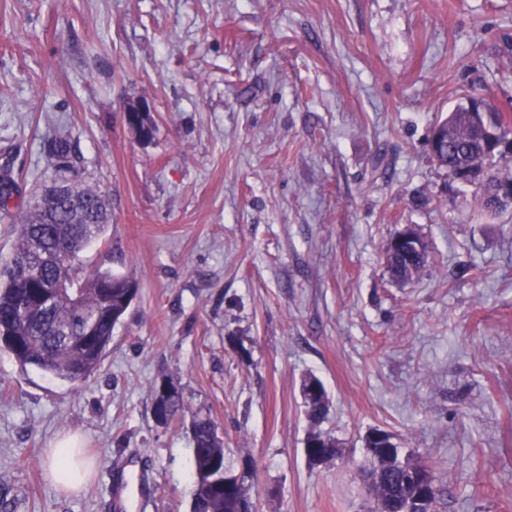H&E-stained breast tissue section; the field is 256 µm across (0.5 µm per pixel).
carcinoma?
<instances>
[{
	"mask_svg": "<svg viewBox=\"0 0 512 512\" xmlns=\"http://www.w3.org/2000/svg\"><path fill=\"white\" fill-rule=\"evenodd\" d=\"M474 100L475 96H466L444 119L448 141L436 166L450 176L463 167L485 169L490 183L476 192L478 213L493 217L498 209L493 207L491 188L497 181L512 185V176L498 168L502 162H512V148L497 156L487 152L486 143L493 133L504 138L512 135V115L478 109ZM49 157L59 178L33 195L18 217L13 216L10 202L20 194V184L11 168H0V219L14 225L17 239L11 256L0 261V337L12 342L10 353L20 366L76 384L102 366L113 330L130 307L137 285L110 270L79 277L80 253L102 237L112 216L100 191L79 187L66 177L76 172L78 161L67 138L51 141ZM418 244L413 252L387 250L392 279L401 282L424 269L428 249L423 240ZM87 330L90 337L84 344H72L61 336L63 332L82 336ZM316 380L311 376L302 384L305 413L313 426L305 440V454L313 464L336 458L337 447L335 438L317 430L329 399L323 387L310 393ZM166 406L171 422L191 413V512H254L251 469L233 473L231 489L224 490V438L209 414L190 412L176 384ZM379 465L386 483L377 490V497L400 499L404 475L387 459L379 460Z\"/></svg>",
	"mask_w": 512,
	"mask_h": 512,
	"instance_id": "1",
	"label": "carcinoma"
}]
</instances>
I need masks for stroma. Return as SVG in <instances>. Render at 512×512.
I'll return each instance as SVG.
<instances>
[{"label": "stroma", "mask_w": 512, "mask_h": 512, "mask_svg": "<svg viewBox=\"0 0 512 512\" xmlns=\"http://www.w3.org/2000/svg\"><path fill=\"white\" fill-rule=\"evenodd\" d=\"M471 92L512 112V0H0V166L48 184L70 132L112 214L81 272L137 285L80 383L0 349V507L190 512V422L153 416L169 377L253 467L257 512H365L374 428L440 512H512V209L476 218L427 144ZM408 225L429 262L399 284ZM309 375L342 452L320 465ZM70 433L95 466L66 496L46 460ZM318 382L320 390L310 394L312 382ZM305 413L313 428L305 440V454L310 463L317 464L336 458V439L324 434L316 428L326 415L329 407V399L322 382L315 376L306 378L302 384Z\"/></svg>", "instance_id": "stroma-1"}]
</instances>
